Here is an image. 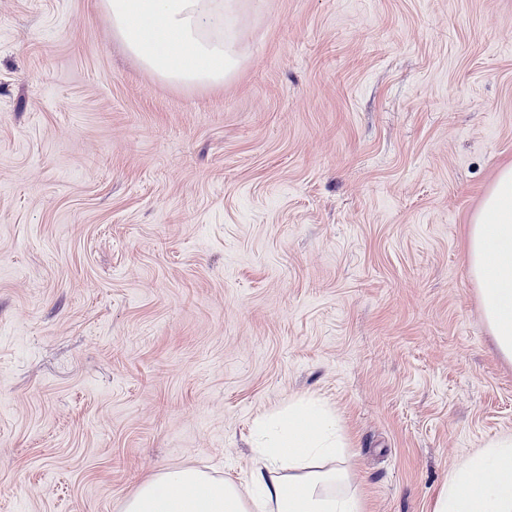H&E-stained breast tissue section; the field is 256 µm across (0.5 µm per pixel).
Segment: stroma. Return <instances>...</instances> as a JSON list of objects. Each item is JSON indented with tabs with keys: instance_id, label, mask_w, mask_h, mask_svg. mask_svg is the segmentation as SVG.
<instances>
[{
	"instance_id": "1",
	"label": "stroma",
	"mask_w": 512,
	"mask_h": 512,
	"mask_svg": "<svg viewBox=\"0 0 512 512\" xmlns=\"http://www.w3.org/2000/svg\"><path fill=\"white\" fill-rule=\"evenodd\" d=\"M238 52L175 87L98 0H0V512L242 482L300 397L364 512H427L512 433L465 261L512 162V0H254Z\"/></svg>"
}]
</instances>
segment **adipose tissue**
Listing matches in <instances>:
<instances>
[{
	"label": "adipose tissue",
	"instance_id": "ef3b65f1",
	"mask_svg": "<svg viewBox=\"0 0 512 512\" xmlns=\"http://www.w3.org/2000/svg\"><path fill=\"white\" fill-rule=\"evenodd\" d=\"M113 37L155 77L218 87L237 68L241 0H98ZM466 262L500 356L512 361V163L500 168L468 229ZM245 486L195 467L143 481L120 512H362L349 444L334 411L307 398L258 420ZM430 512H512V433L449 475Z\"/></svg>",
	"mask_w": 512,
	"mask_h": 512
}]
</instances>
